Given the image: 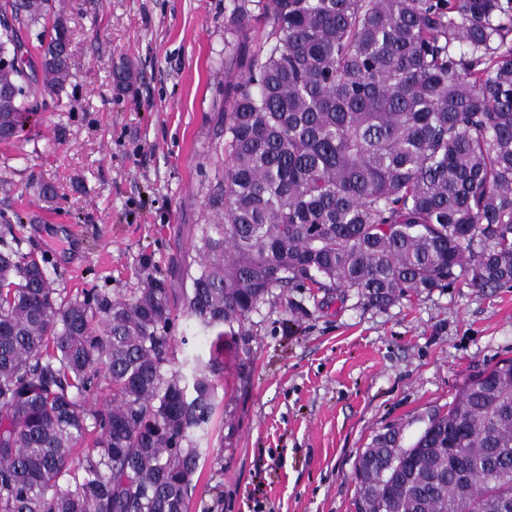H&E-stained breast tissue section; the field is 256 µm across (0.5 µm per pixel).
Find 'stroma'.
I'll return each instance as SVG.
<instances>
[{"instance_id": "stroma-1", "label": "stroma", "mask_w": 512, "mask_h": 512, "mask_svg": "<svg viewBox=\"0 0 512 512\" xmlns=\"http://www.w3.org/2000/svg\"><path fill=\"white\" fill-rule=\"evenodd\" d=\"M65 2L67 107L0 143V216L22 218L23 249L66 293L124 297L151 273L183 291L218 235L233 47L258 48L266 30L240 28L229 0ZM177 313L173 366L207 362L208 334ZM511 358L512 288L460 282L386 307L271 289L224 353L189 512H352L355 462L376 434L397 425L412 442L472 374Z\"/></svg>"}]
</instances>
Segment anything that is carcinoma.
I'll return each mask as SVG.
<instances>
[{
	"label": "carcinoma",
	"instance_id": "carcinoma-1",
	"mask_svg": "<svg viewBox=\"0 0 512 512\" xmlns=\"http://www.w3.org/2000/svg\"><path fill=\"white\" fill-rule=\"evenodd\" d=\"M62 0H0V140L30 98L64 110ZM270 25L224 113V235L183 292L215 333L171 363L173 289L65 299L0 232V512H188L224 346L271 289L371 306L462 280L512 288V0H229ZM112 397L89 400L103 386ZM93 434L78 464L72 451ZM355 512H512V359L480 371L402 445L375 435Z\"/></svg>",
	"mask_w": 512,
	"mask_h": 512
}]
</instances>
